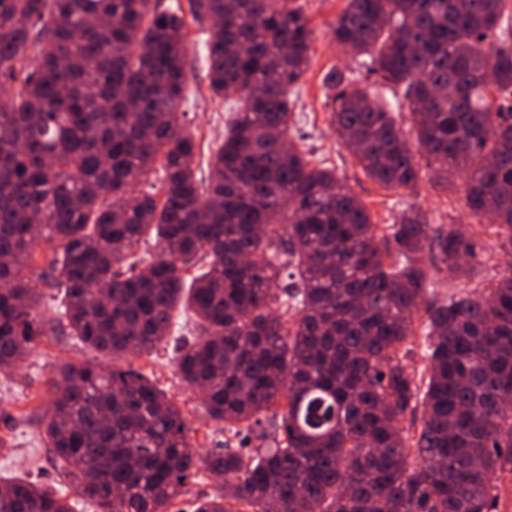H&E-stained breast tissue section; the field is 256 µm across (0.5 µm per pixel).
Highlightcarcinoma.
Listing matches in <instances>:
<instances>
[{"label": "carcinoma", "instance_id": "1", "mask_svg": "<svg viewBox=\"0 0 512 512\" xmlns=\"http://www.w3.org/2000/svg\"><path fill=\"white\" fill-rule=\"evenodd\" d=\"M217 19L209 84L241 106L198 175L179 124L184 10L159 0H0V376L46 335L25 274L37 249L64 289L58 328L113 358L148 353L182 303L199 328L176 357L210 419L274 444L194 453L181 412L142 374L68 363L40 425L96 512H170L204 469L229 478L195 512H493L512 473V272L480 296L478 239L410 210L378 238L336 176L284 147L288 92L314 53L298 0H188ZM337 45L379 89L337 91L331 126L365 174L414 191L463 179L471 215L512 256V0H346ZM454 85L453 101L433 95ZM404 89L410 144L384 92ZM162 174L164 196L133 187ZM153 236L145 264L132 249ZM204 265L189 277L187 266ZM291 266L297 279L279 285ZM282 289L277 294L276 289ZM292 321L273 311L278 300ZM426 318V373L408 359ZM411 417L410 428L399 423ZM0 512H73L68 495L0 479Z\"/></svg>", "mask_w": 512, "mask_h": 512}]
</instances>
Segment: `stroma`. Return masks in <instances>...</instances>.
I'll list each match as a JSON object with an SVG mask.
<instances>
[{
  "mask_svg": "<svg viewBox=\"0 0 512 512\" xmlns=\"http://www.w3.org/2000/svg\"><path fill=\"white\" fill-rule=\"evenodd\" d=\"M311 21L315 53L309 69L297 89L291 93L294 123L289 139L312 164L334 168L350 192L369 211L373 223L387 226L410 208L422 210L431 224H454L474 233L483 245L479 257L482 272L475 287L493 286L512 260L500 255L493 229L470 219L463 187L444 192L428 180L430 169L426 158H419L423 174L417 192L387 190L372 181L353 156L338 140L330 127L333 94L324 81L334 70L347 71L354 83L373 87L375 77L368 74L358 58L336 47L330 28L346 5L345 0H299ZM210 23L190 22L186 54V99L179 119L199 141L196 163L207 171L210 157L224 139V130L236 110L235 96L212 97L209 92L206 45ZM46 266L44 257H37L27 274L42 294L41 313L51 333L42 337L11 377H0V436H7L12 446L0 451V477H22L41 486L73 494L74 488L56 463L54 455L39 425L40 416L50 406L48 380L57 367L66 362H109L111 368L132 369L154 382L172 399L186 422V436L194 451L200 454L215 452L223 446L238 447L239 438L223 423L210 420L199 394L182 379L176 366V346L181 339L196 336L193 314L185 306L174 312V325L166 339L147 354L127 355L106 360L103 353L81 343L68 333L54 330L63 291L42 278Z\"/></svg>",
  "mask_w": 512,
  "mask_h": 512,
  "instance_id": "obj_1",
  "label": "stroma"
}]
</instances>
